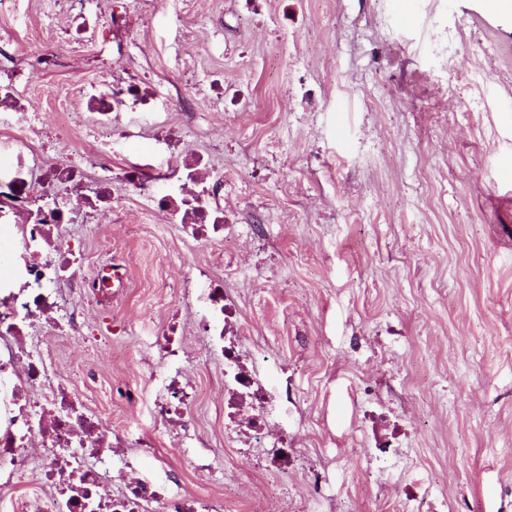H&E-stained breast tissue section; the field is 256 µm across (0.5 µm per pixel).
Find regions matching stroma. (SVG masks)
Wrapping results in <instances>:
<instances>
[{"label": "stroma", "instance_id": "1", "mask_svg": "<svg viewBox=\"0 0 512 512\" xmlns=\"http://www.w3.org/2000/svg\"><path fill=\"white\" fill-rule=\"evenodd\" d=\"M479 72L458 84L460 63ZM138 100L107 158L106 80ZM0 86L35 126L0 144L48 168L113 172L64 242L92 278L88 339L28 344L125 437L138 478L219 512H512V13L489 0H7ZM78 113L62 128L58 115ZM172 150L206 169L234 247L159 210ZM136 170L138 182L122 179ZM224 276L250 365L288 410L263 447L224 424V366L197 331L184 264ZM184 326L185 428L157 414V339ZM137 391L126 403L121 389ZM287 435V466L270 458ZM207 458L196 471L190 454ZM104 276L110 277V279H104ZM120 279L121 275L118 269L112 271V260L106 261L99 267L89 290L97 296L107 297L112 293V282L114 280L119 281Z\"/></svg>", "mask_w": 512, "mask_h": 512}]
</instances>
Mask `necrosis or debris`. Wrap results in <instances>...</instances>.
<instances>
[{
	"instance_id": "necrosis-or-debris-1",
	"label": "necrosis or debris",
	"mask_w": 512,
	"mask_h": 512,
	"mask_svg": "<svg viewBox=\"0 0 512 512\" xmlns=\"http://www.w3.org/2000/svg\"><path fill=\"white\" fill-rule=\"evenodd\" d=\"M0 154L11 161L12 184L24 200L31 185H38L48 197L59 185L77 182L82 176L72 163L44 169L23 153L7 149ZM109 196L108 183H100L94 192L77 195L67 207L48 208L46 223L17 227L21 264L16 274L24 285L0 287V488L19 482L24 461L33 450L38 456L36 479L49 493L31 502L32 512H206L202 499H177L159 482L134 478L121 494L108 492L114 452L111 425L88 413L83 400L56 380L49 354L34 355L24 343L29 329L39 322L49 334L60 318L70 333L81 332L78 311L65 307L54 287L71 262L69 248L61 243V230L75 216H91ZM196 301L207 314L202 327L210 336V348L224 360V408L246 436L262 440L271 429L268 395L245 363L242 342L224 334L223 278L206 275ZM161 340L155 373L165 398L159 413L164 421L174 423L184 419L188 405L183 370L169 368L170 360L185 352L180 324L169 323Z\"/></svg>"
}]
</instances>
